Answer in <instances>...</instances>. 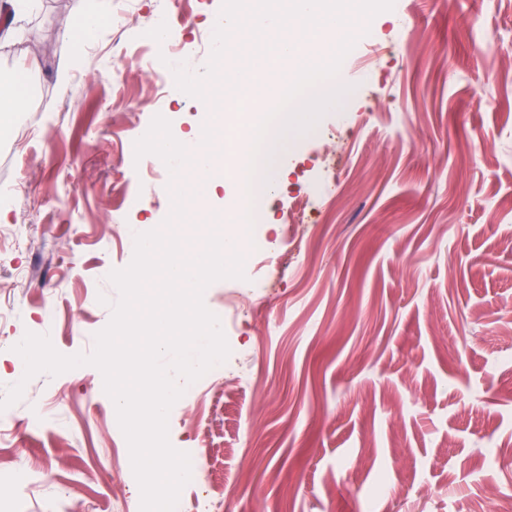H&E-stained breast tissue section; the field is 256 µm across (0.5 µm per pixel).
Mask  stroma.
<instances>
[{"label": "stroma", "instance_id": "obj_1", "mask_svg": "<svg viewBox=\"0 0 512 512\" xmlns=\"http://www.w3.org/2000/svg\"><path fill=\"white\" fill-rule=\"evenodd\" d=\"M82 3L25 0L0 45V78L32 54L46 91L38 136L0 137V177L22 184L0 188V306L16 309L0 317V398L25 332L93 351L119 298L109 272L171 211L169 170L151 174L134 143L158 114L176 137L207 120L162 92L145 36L168 18L202 74L222 0H112L109 30L68 37ZM336 83L339 105L277 157L287 181L242 215L275 257L256 267L272 288L223 328L252 376L180 398L169 440L203 449L224 512H471L512 492L487 450L512 455V0H395ZM301 200L296 253L268 217ZM5 414L0 469L41 477L26 512H137L97 368L39 374Z\"/></svg>", "mask_w": 512, "mask_h": 512}]
</instances>
